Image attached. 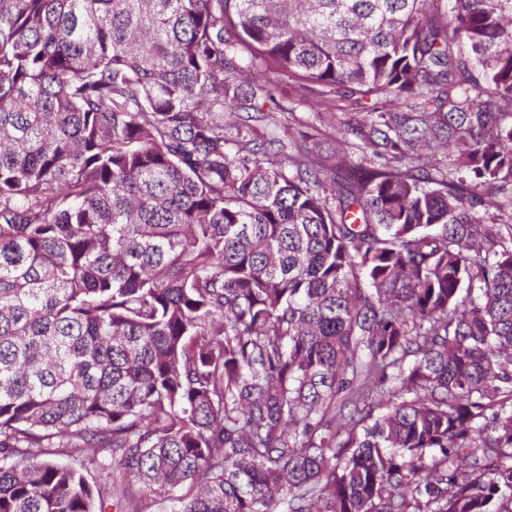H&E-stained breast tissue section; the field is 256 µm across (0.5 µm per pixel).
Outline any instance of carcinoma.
Returning <instances> with one entry per match:
<instances>
[{"label":"carcinoma","instance_id":"obj_1","mask_svg":"<svg viewBox=\"0 0 512 512\" xmlns=\"http://www.w3.org/2000/svg\"><path fill=\"white\" fill-rule=\"evenodd\" d=\"M434 2L0 0V512H512V0ZM295 116L298 120L305 125H300L295 122H290L299 130L308 131L315 136V140L321 142L323 148H334L336 146V138L339 137L335 124L323 113L322 118H315L316 111L310 108L309 105L302 104L297 108ZM306 125H312L316 129H307ZM62 463L70 465L85 475L90 484H97L99 486L104 485V473L102 470L94 465H91L88 458L84 456H78L76 454L71 455L65 453L60 455L58 458ZM143 497L142 490L139 485L128 480L121 481L118 472L114 473L112 480V500L108 512H129L135 503L139 502L138 508H142L143 512H168L169 503L163 497L151 494L148 499Z\"/></svg>","mask_w":512,"mask_h":512}]
</instances>
